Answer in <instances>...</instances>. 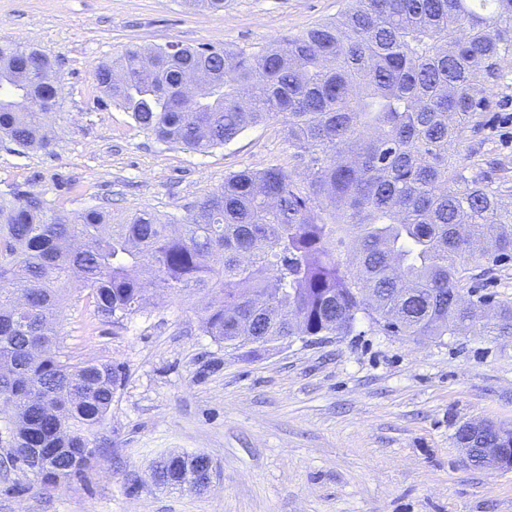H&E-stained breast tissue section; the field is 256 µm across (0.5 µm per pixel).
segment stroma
Instances as JSON below:
<instances>
[{
	"mask_svg": "<svg viewBox=\"0 0 512 512\" xmlns=\"http://www.w3.org/2000/svg\"><path fill=\"white\" fill-rule=\"evenodd\" d=\"M346 0H228L199 12L183 0H0V41L56 60L53 148L0 143V192L17 186L67 214L111 200L112 214L183 215L245 168L288 166L281 123L189 152L137 129L101 96L96 67L130 47L169 42L257 51L336 17ZM489 96L468 173L512 187V64ZM462 291L512 307V259L472 264ZM197 294L151 295L114 325L86 299L60 308L61 342L80 360L121 364L125 379L93 469L51 491L11 462L0 413V512H512V469L468 466L455 434L467 422L512 427V337L462 331L401 336L361 320L346 336L275 347H224L202 330ZM207 454L211 489L158 487L155 460Z\"/></svg>",
	"mask_w": 512,
	"mask_h": 512,
	"instance_id": "stroma-1",
	"label": "stroma"
}]
</instances>
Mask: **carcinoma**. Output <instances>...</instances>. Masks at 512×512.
I'll return each instance as SVG.
<instances>
[{"mask_svg": "<svg viewBox=\"0 0 512 512\" xmlns=\"http://www.w3.org/2000/svg\"><path fill=\"white\" fill-rule=\"evenodd\" d=\"M509 56L512 0H350L257 53L130 48L97 67L96 88L157 140L204 150L278 120L292 167L233 172L180 217L116 222L95 205L61 218L41 196L4 192L0 408L16 455L39 461V485L96 465L125 378L60 345L54 318L73 284L113 324L152 290L202 292L205 334L234 349L242 322L282 344L348 335L359 315L407 336H511V307L491 323L457 303L469 261L512 257V190L456 162ZM53 72L42 51L0 41L1 142L52 147ZM511 441V427L475 439ZM155 471L160 485L195 489L180 454Z\"/></svg>", "mask_w": 512, "mask_h": 512, "instance_id": "obj_1", "label": "carcinoma"}]
</instances>
